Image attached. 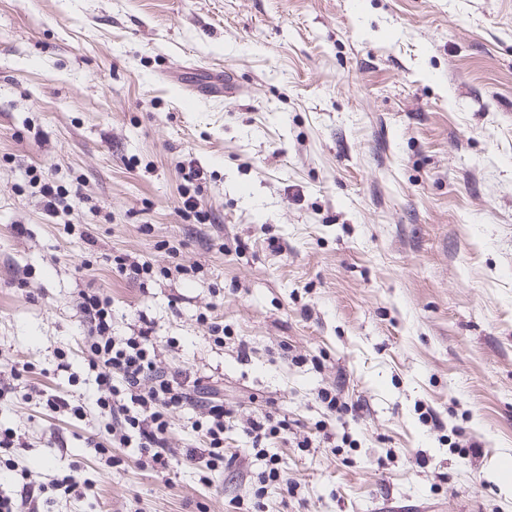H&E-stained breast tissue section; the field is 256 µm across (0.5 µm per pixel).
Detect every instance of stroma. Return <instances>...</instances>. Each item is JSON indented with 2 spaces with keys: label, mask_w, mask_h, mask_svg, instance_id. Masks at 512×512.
I'll use <instances>...</instances> for the list:
<instances>
[{
  "label": "stroma",
  "mask_w": 512,
  "mask_h": 512,
  "mask_svg": "<svg viewBox=\"0 0 512 512\" xmlns=\"http://www.w3.org/2000/svg\"><path fill=\"white\" fill-rule=\"evenodd\" d=\"M88 289L211 378L235 464L99 453ZM0 362L42 391L0 396V495L30 482L40 512H512V0H0ZM271 409L298 489L258 510L242 426ZM69 471L95 492H55ZM40 192L45 201V209L49 213H56L59 207V202L62 196L68 193V196L74 197L78 202L82 200V197L79 195L78 189L74 191L73 195H70V191L67 189H62L60 186H56L50 182H44L40 186ZM110 262L117 272L138 282L142 288L148 287L154 273L150 264L133 261L127 255H113V257H110Z\"/></svg>",
  "instance_id": "obj_1"
}]
</instances>
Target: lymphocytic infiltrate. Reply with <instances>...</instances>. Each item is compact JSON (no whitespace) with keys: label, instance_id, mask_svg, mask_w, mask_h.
Here are the masks:
<instances>
[{"label":"lymphocytic infiltrate","instance_id":"lymphocytic-infiltrate-1","mask_svg":"<svg viewBox=\"0 0 512 512\" xmlns=\"http://www.w3.org/2000/svg\"><path fill=\"white\" fill-rule=\"evenodd\" d=\"M85 328L88 366L97 373L99 415L113 443L135 440L151 466L167 467L173 450L168 440L171 412L197 409L195 429L203 438L199 448L182 449L183 461H206L208 466L233 464L224 454V426L231 411L215 402L202 379L186 380L180 372L158 365L160 348L152 322L142 321L136 334L112 333V302L98 291L81 292L78 302Z\"/></svg>","mask_w":512,"mask_h":512}]
</instances>
